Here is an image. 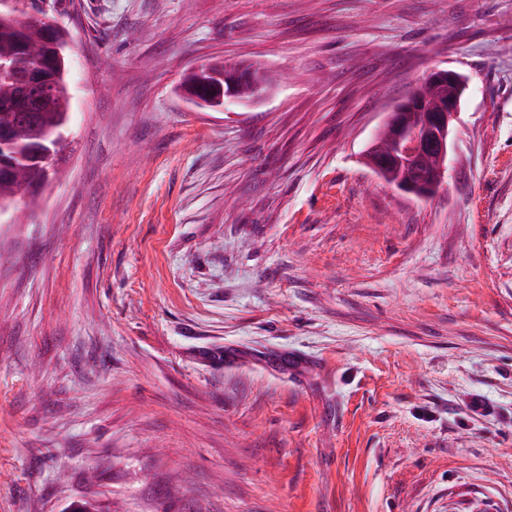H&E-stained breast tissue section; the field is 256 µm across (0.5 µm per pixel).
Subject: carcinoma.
I'll list each match as a JSON object with an SVG mask.
<instances>
[{"label":"carcinoma","instance_id":"cac0c4a2","mask_svg":"<svg viewBox=\"0 0 512 512\" xmlns=\"http://www.w3.org/2000/svg\"><path fill=\"white\" fill-rule=\"evenodd\" d=\"M39 0H0V208L21 209L28 187L58 176L43 149L65 138L70 121V34L36 16ZM42 54L34 59L32 45Z\"/></svg>","mask_w":512,"mask_h":512}]
</instances>
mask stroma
I'll return each mask as SVG.
<instances>
[{
	"label": "stroma",
	"mask_w": 512,
	"mask_h": 512,
	"mask_svg": "<svg viewBox=\"0 0 512 512\" xmlns=\"http://www.w3.org/2000/svg\"><path fill=\"white\" fill-rule=\"evenodd\" d=\"M70 125L0 224V512H512V0H61ZM259 62L223 109L180 85ZM468 79L443 185L362 152Z\"/></svg>",
	"instance_id": "obj_1"
}]
</instances>
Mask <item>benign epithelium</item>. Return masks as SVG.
<instances>
[{"instance_id": "obj_1", "label": "benign epithelium", "mask_w": 512, "mask_h": 512, "mask_svg": "<svg viewBox=\"0 0 512 512\" xmlns=\"http://www.w3.org/2000/svg\"><path fill=\"white\" fill-rule=\"evenodd\" d=\"M244 69L243 64L222 61L198 65L193 72L216 80L218 95L203 101L196 97L191 87L185 86L183 91L187 99L198 106L222 108L226 101L234 99L232 91L225 90V86H234ZM448 85L451 93L447 106L431 113L428 124L423 127L412 126L403 117L404 112L423 107V98L410 95L393 102L364 154V159L380 178L394 177L393 185L397 190L418 198L433 196L444 176L449 135L460 110L461 76L454 71L448 72Z\"/></svg>"}]
</instances>
